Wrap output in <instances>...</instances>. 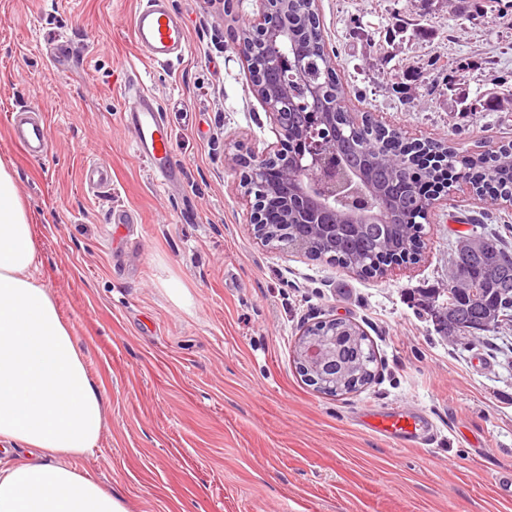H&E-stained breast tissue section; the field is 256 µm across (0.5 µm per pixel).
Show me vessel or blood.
<instances>
[{
	"instance_id": "vessel-or-blood-1",
	"label": "vessel or blood",
	"mask_w": 512,
	"mask_h": 512,
	"mask_svg": "<svg viewBox=\"0 0 512 512\" xmlns=\"http://www.w3.org/2000/svg\"><path fill=\"white\" fill-rule=\"evenodd\" d=\"M132 33L139 50L155 63L181 58L187 48L182 22L173 15L167 0H146L133 16ZM127 122L134 132V151L145 160L161 187L180 182L182 163L175 157L162 110L145 90L126 92ZM14 140L36 159L47 155L49 136L44 122L11 117ZM84 182L96 190L111 191L112 176L105 164L89 165ZM362 426L400 446H421L433 434L431 422L422 413L407 410L369 411L361 417Z\"/></svg>"
}]
</instances>
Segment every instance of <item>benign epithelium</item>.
I'll return each mask as SVG.
<instances>
[{"mask_svg":"<svg viewBox=\"0 0 512 512\" xmlns=\"http://www.w3.org/2000/svg\"><path fill=\"white\" fill-rule=\"evenodd\" d=\"M291 4L321 26L315 0H259V10L235 35L236 54L247 66L250 91L271 115L277 143L261 154L236 157L234 166L242 169L239 186L250 202L249 223L261 244L317 253L319 240L336 238V191L353 181L336 142L312 121L328 107L323 95L315 86L297 82L307 60L288 43ZM444 192L437 186L421 201L424 218L441 204ZM290 224L311 225L314 237H293ZM336 321L334 316L319 321L318 334L303 329L295 347L300 371L329 393L335 392L329 381L336 379V338L323 336L336 330Z\"/></svg>","mask_w":512,"mask_h":512,"instance_id":"1","label":"benign epithelium"}]
</instances>
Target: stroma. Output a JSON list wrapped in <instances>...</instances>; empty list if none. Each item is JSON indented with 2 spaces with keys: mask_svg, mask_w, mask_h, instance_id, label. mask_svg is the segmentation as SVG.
Wrapping results in <instances>:
<instances>
[{
  "mask_svg": "<svg viewBox=\"0 0 512 512\" xmlns=\"http://www.w3.org/2000/svg\"><path fill=\"white\" fill-rule=\"evenodd\" d=\"M481 2L470 18L458 0H318L350 110L463 154L512 143V10ZM141 3L0 0V160L31 216L34 274L106 400L76 467L130 512H512L496 491L512 470V324L463 347L414 301L447 287L459 237L512 247V206L457 182L422 227L419 260L381 277L261 246L230 165L276 141L232 44L259 4L169 0L187 50L157 64L131 37ZM59 43L69 55L56 61ZM434 57L458 72L432 70ZM131 80L155 96L184 164L170 191L133 149ZM459 91L476 111H456ZM22 109L48 127L41 159L11 137ZM95 161L111 193L83 183ZM117 207L129 223H110ZM332 315L357 323L377 358L371 383L337 396L294 358L303 327ZM367 408L425 412L432 444L362 430Z\"/></svg>",
  "mask_w": 512,
  "mask_h": 512,
  "instance_id": "obj_1",
  "label": "stroma"
}]
</instances>
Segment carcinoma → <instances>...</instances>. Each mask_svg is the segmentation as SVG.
Returning <instances> with one entry per match:
<instances>
[{
	"label": "carcinoma",
	"mask_w": 512,
	"mask_h": 512,
	"mask_svg": "<svg viewBox=\"0 0 512 512\" xmlns=\"http://www.w3.org/2000/svg\"><path fill=\"white\" fill-rule=\"evenodd\" d=\"M290 18L311 48L304 78L323 91L332 92L326 85L328 57L320 46L317 27L304 16L292 14ZM331 122L336 124V144L349 142L353 147L350 163L362 170V185L385 189L396 183L399 190L396 206L385 219L363 225L353 236L336 238L334 254L339 265L364 268L372 276L382 275L381 266L392 241L404 232L409 235L411 252L419 254L422 225L413 223L418 197L424 188L458 173L469 178L481 192L512 198V146L465 156L450 145L440 144L437 149L446 158L445 169L424 171L413 163L399 131L386 134L368 127L351 129L339 95ZM419 306L434 317L443 336L462 345L470 344L481 332H494L512 322V251L490 236L479 238L478 247L470 253L458 250L451 263L448 287L420 295ZM366 341L362 338L359 349L346 350L339 359L352 368V374L370 381L375 355Z\"/></svg>",
	"instance_id": "1"
}]
</instances>
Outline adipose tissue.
I'll return each mask as SVG.
<instances>
[{
	"label": "adipose tissue",
	"instance_id": "1",
	"mask_svg": "<svg viewBox=\"0 0 512 512\" xmlns=\"http://www.w3.org/2000/svg\"><path fill=\"white\" fill-rule=\"evenodd\" d=\"M33 228L0 162V442L33 460L0 470V512H129L73 466L95 447L105 399L54 297L31 273Z\"/></svg>",
	"mask_w": 512,
	"mask_h": 512
}]
</instances>
